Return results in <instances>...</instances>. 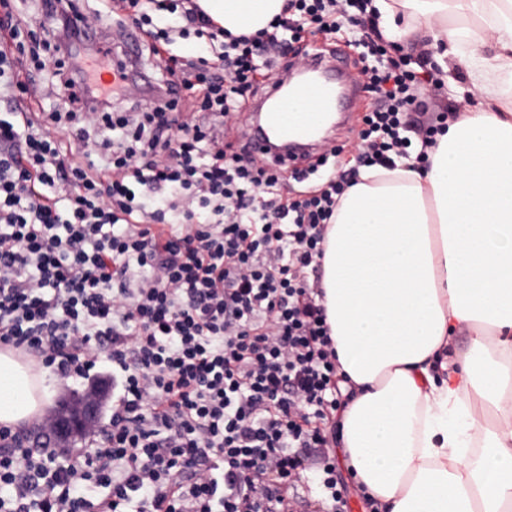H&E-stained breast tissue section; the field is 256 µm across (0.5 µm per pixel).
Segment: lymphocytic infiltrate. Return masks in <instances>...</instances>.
Instances as JSON below:
<instances>
[{
    "label": "lymphocytic infiltrate",
    "instance_id": "1",
    "mask_svg": "<svg viewBox=\"0 0 512 512\" xmlns=\"http://www.w3.org/2000/svg\"><path fill=\"white\" fill-rule=\"evenodd\" d=\"M370 0H286L271 30L233 35L176 0L69 9L87 37L102 13L151 27V94L131 99L73 67L49 9L28 52L52 111L0 120V345L62 382L112 368V412L86 447L34 450L0 426V512H344L328 448L344 408L336 350L313 279L328 224L361 171L428 150L452 114L428 108L440 81L428 51L401 55ZM347 37L374 107L357 156L331 145L288 170L237 152L224 128L310 36ZM208 38L186 57L167 46ZM193 111L180 116L183 102ZM68 133L67 140L55 130ZM319 176L302 198L287 179Z\"/></svg>",
    "mask_w": 512,
    "mask_h": 512
}]
</instances>
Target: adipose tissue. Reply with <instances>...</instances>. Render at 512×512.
Wrapping results in <instances>:
<instances>
[{"mask_svg":"<svg viewBox=\"0 0 512 512\" xmlns=\"http://www.w3.org/2000/svg\"><path fill=\"white\" fill-rule=\"evenodd\" d=\"M234 34L284 0H197ZM384 35L429 39L444 81L464 65L474 112L421 171H362L323 243L321 288L357 390L340 438L355 481L387 512H512V0H372ZM469 344L454 362L455 329ZM47 372L0 348V425L48 405Z\"/></svg>","mask_w":512,"mask_h":512,"instance_id":"1","label":"adipose tissue"}]
</instances>
